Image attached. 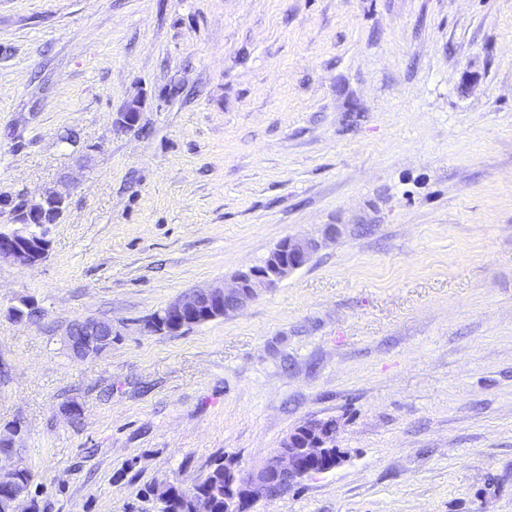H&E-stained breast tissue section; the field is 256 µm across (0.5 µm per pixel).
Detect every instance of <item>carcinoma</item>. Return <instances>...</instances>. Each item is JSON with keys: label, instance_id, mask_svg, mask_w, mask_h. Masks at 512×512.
<instances>
[{"label": "carcinoma", "instance_id": "1", "mask_svg": "<svg viewBox=\"0 0 512 512\" xmlns=\"http://www.w3.org/2000/svg\"><path fill=\"white\" fill-rule=\"evenodd\" d=\"M0 463L4 468L0 476V503L13 498L19 490L30 491L33 475L23 463L20 449L0 443ZM148 493L161 502L160 512H193L199 498L209 501L211 512H224V461L218 459L210 464L205 477L191 489L165 482L149 487Z\"/></svg>", "mask_w": 512, "mask_h": 512}]
</instances>
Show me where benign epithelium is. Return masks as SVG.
Returning <instances> with one entry per match:
<instances>
[{"label":"benign epithelium","mask_w":512,"mask_h":512,"mask_svg":"<svg viewBox=\"0 0 512 512\" xmlns=\"http://www.w3.org/2000/svg\"><path fill=\"white\" fill-rule=\"evenodd\" d=\"M140 119L139 101L133 100L117 113L116 124L135 128ZM68 200L56 190H47L30 201L33 212L15 221L16 228L0 233V260L31 266L43 260L50 248L44 237L34 234L28 221L39 218L46 224ZM319 249V242L307 237L283 239L262 264L238 272L230 285L213 286L182 295L162 311L165 334H176L194 325L223 317L245 308L262 289L274 288L290 274L309 264ZM112 340V322L86 318L70 325L65 343L73 354L86 355L96 344ZM336 422L312 420L300 431H293L262 465V471L245 472L233 461L224 462L230 477L224 486L227 512H250L261 500H273L290 491L297 482L313 474L327 472L341 460L333 446Z\"/></svg>","instance_id":"7a95c632"}]
</instances>
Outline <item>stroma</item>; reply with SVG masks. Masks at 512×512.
I'll return each instance as SVG.
<instances>
[{"mask_svg": "<svg viewBox=\"0 0 512 512\" xmlns=\"http://www.w3.org/2000/svg\"><path fill=\"white\" fill-rule=\"evenodd\" d=\"M61 186L48 257L0 261L40 512H160L328 418L342 462L252 512H512V0H0V230ZM289 236L322 246L277 287L147 331ZM112 340V322L86 318L70 325L65 333V343L76 356H84L95 344Z\"/></svg>", "mask_w": 512, "mask_h": 512, "instance_id": "1", "label": "stroma"}]
</instances>
